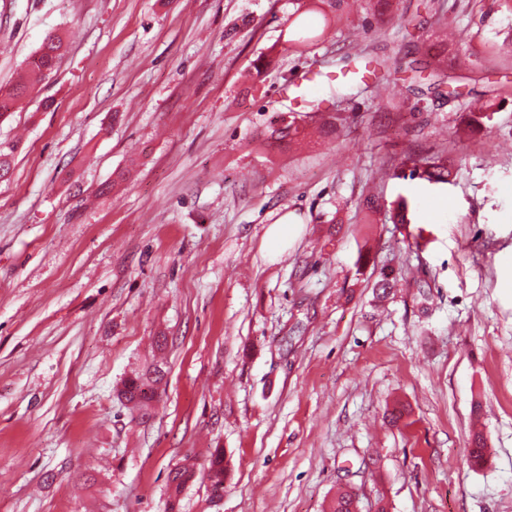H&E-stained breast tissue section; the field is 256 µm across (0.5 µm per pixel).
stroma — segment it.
<instances>
[{
    "label": "stroma",
    "instance_id": "obj_1",
    "mask_svg": "<svg viewBox=\"0 0 512 512\" xmlns=\"http://www.w3.org/2000/svg\"><path fill=\"white\" fill-rule=\"evenodd\" d=\"M432 2L399 0L418 29L315 19L298 53L291 0H0V87L63 38L0 117L19 143L0 179V512H327L341 487L357 512H512V61L458 68L446 41L499 40L506 17L482 0L442 26ZM429 45L461 92L502 102L488 129L399 83L348 102L339 138L315 116L272 138L313 60L362 49L395 71ZM436 155L452 182L416 187L412 160ZM409 192L416 223L384 222ZM159 360L143 418L118 390ZM217 450L221 501L199 479L172 497L170 470ZM62 49V39L58 35H49L38 51L27 61L25 75L11 88L0 90V117L9 110L11 102L19 100L30 84L42 81L52 74Z\"/></svg>",
    "mask_w": 512,
    "mask_h": 512
}]
</instances>
